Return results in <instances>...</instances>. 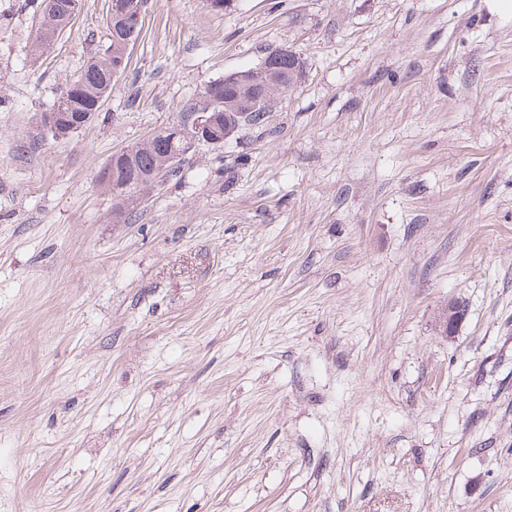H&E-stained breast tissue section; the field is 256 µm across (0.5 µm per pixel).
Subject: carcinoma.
<instances>
[{
    "mask_svg": "<svg viewBox=\"0 0 512 512\" xmlns=\"http://www.w3.org/2000/svg\"><path fill=\"white\" fill-rule=\"evenodd\" d=\"M111 3L112 9L108 10L106 18V48L89 58L49 109V113L54 114V122H48V113L41 115V123L57 138H64L91 122L112 89V80L127 69L130 46L140 31L132 32L125 27L123 16L146 13L148 0H111ZM30 4L43 16L41 30L32 46V54L39 57L52 49L61 32L73 22L77 12L81 11L82 0H30ZM295 64V59L282 56L275 60L272 74L262 78L254 76L262 86L265 102L252 112L250 126L264 128L274 94L286 93L296 85ZM253 93L254 87L250 83L233 81L228 74L208 84L186 111L223 112L225 119L231 118L236 123L238 117L233 115L236 101L249 98ZM169 150V136L158 131L151 140L136 142L112 154L100 172L99 183L108 192L112 191L114 182H128L137 191H143L157 178L176 173L177 168L168 163Z\"/></svg>",
    "mask_w": 512,
    "mask_h": 512,
    "instance_id": "cac0c4a2",
    "label": "carcinoma"
}]
</instances>
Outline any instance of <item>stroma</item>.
Listing matches in <instances>:
<instances>
[{"label": "stroma", "instance_id": "stroma-1", "mask_svg": "<svg viewBox=\"0 0 512 512\" xmlns=\"http://www.w3.org/2000/svg\"><path fill=\"white\" fill-rule=\"evenodd\" d=\"M0 0V512H512V16L489 0H149L105 42ZM285 47L268 123L139 195L112 154ZM467 315L442 331L449 305ZM106 18L107 46L102 52H95L80 72L70 81L66 90L48 112L56 113L52 125L48 115H41V123L56 138H64L75 130L87 125L95 117L106 101L112 80L125 72L130 59V46L140 35V16L130 15L125 18L133 24L134 33L125 27V14L147 11L148 0H111ZM121 67L119 71L117 68Z\"/></svg>", "mask_w": 512, "mask_h": 512}]
</instances>
